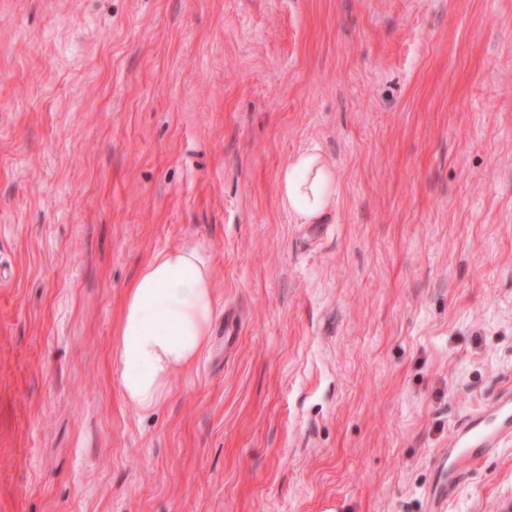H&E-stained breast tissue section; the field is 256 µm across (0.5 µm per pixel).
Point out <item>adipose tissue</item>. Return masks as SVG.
Instances as JSON below:
<instances>
[{
  "label": "adipose tissue",
  "mask_w": 512,
  "mask_h": 512,
  "mask_svg": "<svg viewBox=\"0 0 512 512\" xmlns=\"http://www.w3.org/2000/svg\"><path fill=\"white\" fill-rule=\"evenodd\" d=\"M280 201L313 224L336 198V174L304 152L279 176ZM215 295L209 266L190 247L156 253L127 288L111 345L112 369L124 402L140 412L159 407L175 373L189 371L210 342Z\"/></svg>",
  "instance_id": "obj_1"
}]
</instances>
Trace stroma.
Returning <instances> with one entry per match:
<instances>
[{"label":"stroma","mask_w":512,"mask_h":512,"mask_svg":"<svg viewBox=\"0 0 512 512\" xmlns=\"http://www.w3.org/2000/svg\"><path fill=\"white\" fill-rule=\"evenodd\" d=\"M183 246L214 336L140 413L123 294ZM509 384L512 0H0V512H430ZM446 512H512V443ZM280 201L302 224L320 220L336 200V174L315 152H304L279 176Z\"/></svg>","instance_id":"obj_1"}]
</instances>
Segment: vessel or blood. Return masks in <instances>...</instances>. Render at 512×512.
<instances>
[{
	"label": "vessel or blood",
	"mask_w": 512,
	"mask_h": 512,
	"mask_svg": "<svg viewBox=\"0 0 512 512\" xmlns=\"http://www.w3.org/2000/svg\"><path fill=\"white\" fill-rule=\"evenodd\" d=\"M507 437L512 438V387L492 403L468 413L455 426L452 444L442 461L448 478L444 486L435 489L434 506L442 507L445 497L454 492L457 475L494 453Z\"/></svg>",
	"instance_id": "1"
}]
</instances>
